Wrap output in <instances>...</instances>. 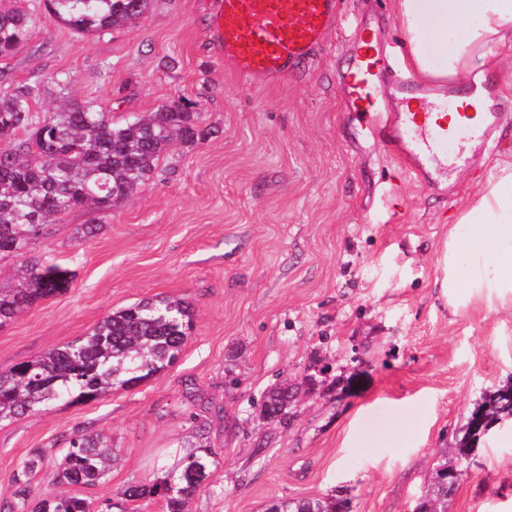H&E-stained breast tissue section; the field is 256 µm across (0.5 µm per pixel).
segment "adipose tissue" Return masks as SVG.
<instances>
[{
    "instance_id": "adipose-tissue-1",
    "label": "adipose tissue",
    "mask_w": 512,
    "mask_h": 512,
    "mask_svg": "<svg viewBox=\"0 0 512 512\" xmlns=\"http://www.w3.org/2000/svg\"><path fill=\"white\" fill-rule=\"evenodd\" d=\"M394 14L408 62L422 81L457 82L512 57V0H394ZM429 24L444 51L438 66L422 37ZM456 221L465 231L449 234L439 259L449 303L459 305L481 288L489 298L505 300L512 295V166L490 174Z\"/></svg>"
}]
</instances>
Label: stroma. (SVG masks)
Returning <instances> with one entry per match:
<instances>
[{"label": "stroma", "instance_id": "stroma-1", "mask_svg": "<svg viewBox=\"0 0 512 512\" xmlns=\"http://www.w3.org/2000/svg\"><path fill=\"white\" fill-rule=\"evenodd\" d=\"M16 8L37 23L0 59L1 96L36 81L35 112L88 103L117 117L179 100L205 135L173 143L157 177L112 209L58 215L33 242V256L74 278L0 327V371L143 299H184L194 329L174 363L136 387L0 423V505L34 448L47 457L33 497L75 495L98 512L204 445L213 476L188 512L330 496L351 512H412L485 394L512 385V312L490 309L481 291L451 310L435 263L488 171L512 164V68L487 75L493 111L509 113L493 149L426 189L357 131L338 81L356 23L402 39L391 0H344V26L269 83L225 68L204 0H150L138 22L88 35L41 0H0ZM84 224L97 232L76 240ZM315 366L325 370L316 390L299 391L284 421L263 420V394ZM198 393L221 415L195 414ZM77 431L105 433L120 450L91 487L55 480ZM480 446L448 512H512V423Z\"/></svg>", "mask_w": 512, "mask_h": 512}]
</instances>
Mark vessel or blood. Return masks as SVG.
<instances>
[{"label":"vessel or blood","instance_id":"obj_1","mask_svg":"<svg viewBox=\"0 0 512 512\" xmlns=\"http://www.w3.org/2000/svg\"><path fill=\"white\" fill-rule=\"evenodd\" d=\"M211 40L225 67L251 81L282 77L305 60L336 24L342 0H212ZM340 83L360 130L425 188L448 173L449 138L486 149L495 124L462 128L441 119L415 77L395 74L393 59L362 28Z\"/></svg>","mask_w":512,"mask_h":512}]
</instances>
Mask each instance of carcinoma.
I'll return each mask as SVG.
<instances>
[{"label": "carcinoma", "mask_w": 512, "mask_h": 512, "mask_svg": "<svg viewBox=\"0 0 512 512\" xmlns=\"http://www.w3.org/2000/svg\"><path fill=\"white\" fill-rule=\"evenodd\" d=\"M149 0H45L47 12L69 29L98 33L131 24L144 16ZM36 25L29 12H0V57L28 40ZM39 83H27L0 98V256L20 257L19 285L0 288V326L39 300L52 297L72 281L59 264L29 257L32 242L50 234L53 218L84 207L109 210L152 180L174 140L197 141L198 116L180 101L145 114L114 119L99 105H72L40 117L33 111ZM194 327L183 300H143L105 316L79 339L32 361L0 372V422L46 410L67 399L98 400L120 388H132L177 358ZM281 387L269 390L261 413L271 420L288 414ZM504 389L486 396L480 407L492 421L503 411ZM479 448L463 435L454 455L459 463ZM118 449L104 434L78 433L59 463L57 479L93 486L112 467ZM46 451L33 449L15 473L14 512H89L86 499L45 493L32 501L30 479L44 464ZM215 465L206 447L187 452L177 467L152 483L122 492L120 510L140 500H161L166 512H185L186 503L208 484ZM334 498L282 500L272 512H326Z\"/></svg>", "instance_id": "cac0c4a2"}]
</instances>
